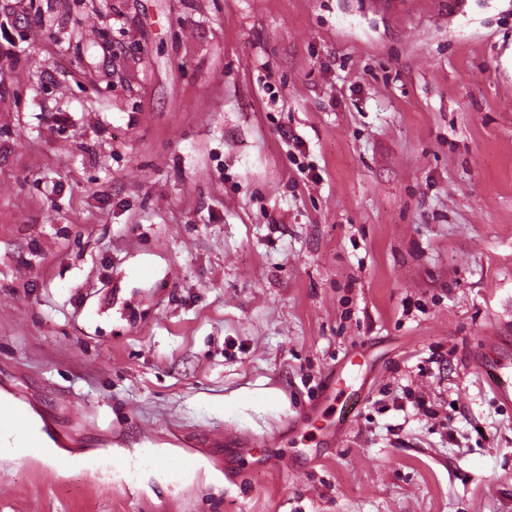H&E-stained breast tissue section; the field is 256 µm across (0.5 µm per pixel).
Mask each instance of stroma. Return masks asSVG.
<instances>
[{
	"label": "stroma",
	"instance_id": "35a3bbf8",
	"mask_svg": "<svg viewBox=\"0 0 512 512\" xmlns=\"http://www.w3.org/2000/svg\"><path fill=\"white\" fill-rule=\"evenodd\" d=\"M505 321L512 0H0V512H512ZM490 375L491 390L503 403L512 404V363L510 356H502ZM343 375V370L338 371L328 381L326 399L333 398V401L338 402L341 397H344L340 409L338 410L336 407V420L327 426L326 433L328 435L343 431L351 421L355 409H351L352 398L355 393L350 389V385H347V379H344ZM4 427L9 429L8 435H5ZM42 443L39 427L24 408L9 399H0V446L15 451L16 448H43Z\"/></svg>",
	"mask_w": 512,
	"mask_h": 512
}]
</instances>
